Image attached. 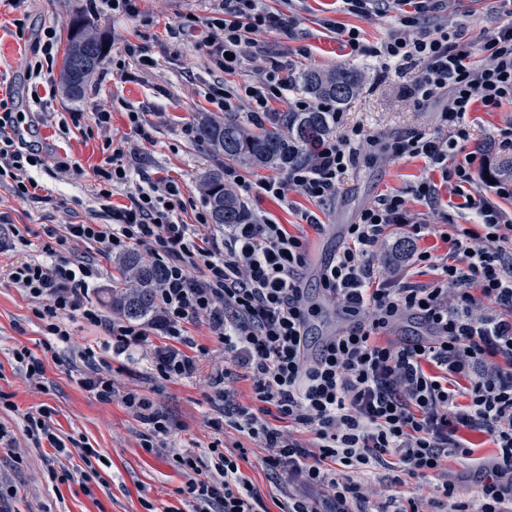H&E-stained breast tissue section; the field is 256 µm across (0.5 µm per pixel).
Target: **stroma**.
Returning a JSON list of instances; mask_svg holds the SVG:
<instances>
[{
  "label": "stroma",
  "mask_w": 512,
  "mask_h": 512,
  "mask_svg": "<svg viewBox=\"0 0 512 512\" xmlns=\"http://www.w3.org/2000/svg\"><path fill=\"white\" fill-rule=\"evenodd\" d=\"M264 4L270 11L293 19L291 36L254 32L253 44L241 65L227 74L197 59L195 45L200 32L182 26L188 15H209L210 0H143L142 9L154 18L147 26L134 19L95 13L91 0H29L23 13L0 0V97L10 96L14 111L25 113L27 140L50 156L69 157L79 166L75 173L61 172L53 163L36 170L39 198L35 201L20 200L9 187L0 185V427L23 445L17 456L0 449V486L17 491L0 506L5 512H146L148 502L156 512H191L190 503L178 493L184 477L172 465L170 454L191 453L208 460V446L218 437L227 447L245 448L248 460L241 465L243 473L260 489L268 512H281L276 501L281 487L288 483L287 476L277 477L265 470V451L257 442L230 428L216 435L208 424L209 419L223 414L222 405L212 402L213 391L208 386L215 370H225L230 400L249 403L252 391L239 368L225 357L207 323L188 327L189 336L209 349L200 357L195 372L164 381L153 374L143 353L113 358L109 337L82 319L69 320L70 343L53 340L34 316V302L10 279L14 266L43 259L47 229L89 221L111 223L113 209L128 204L130 193L157 177L168 176L179 183L185 203L180 215L184 223H194L196 213L208 212L202 178L220 159L200 146L196 134L186 133L185 125L197 123L203 115L219 116L217 105L207 97L211 86L239 90L257 84L262 77L258 57L284 56L290 64L285 76L292 82L309 68L328 71L356 66L365 70L367 81L362 92L344 107L333 135L338 138L358 128L372 138L373 145L358 156L336 200L321 205L294 190L287 202L270 199L259 184L271 177V170L247 164L239 167L250 186L244 203L255 221H274L310 240L303 275L309 299L319 307L310 321V334L313 343L321 342L337 320L318 286L321 265L343 246L345 227L356 221L361 210L380 195L407 191L428 176L424 160L393 155L390 144L408 130L444 133L440 113L446 98L441 95L422 101L409 97L406 88L413 80L409 73L378 79L380 62L367 51L398 31L399 5L370 0L367 14L354 15L347 12L343 0H264ZM79 15L103 37L108 51L85 94L73 100L65 95L61 76L71 24ZM429 20L452 24L464 42L478 45L501 24L502 16L497 0H444L430 13ZM337 24L360 31L364 53L353 54L343 47L333 30ZM49 26L57 31L58 47L44 83L37 85L27 76V62ZM127 40L147 45L155 60L149 74H141L133 61H122L120 53ZM102 106L112 115L107 133L92 119L93 112ZM133 110L145 116L144 133L130 127L128 114ZM74 115L79 118L78 126L70 134H62L59 122ZM468 118L473 143L486 148L489 168L497 170L503 160L512 158V151L496 146L500 131L512 125V103L490 112L475 105ZM108 138L122 143L125 151L135 152L137 163L130 181L114 186L111 197L101 199L95 194L93 169L103 158L102 146ZM310 214L319 219L322 231L308 225L306 217ZM406 234L403 227L393 230L391 244L373 258L375 268L384 275L417 283L432 281L433 274L427 268L394 258L392 243ZM71 254L97 266L99 275L90 283L85 300L102 305L105 290L117 275L115 258L83 242L73 244ZM22 346L44 363L42 387L30 384L13 359L14 350ZM88 349L110 360L119 391L139 392L169 419L170 451L150 453L141 448L145 427L120 399L103 403L81 386L88 371L83 353ZM44 405L52 408L53 424L62 440L87 443L105 456V464L98 467L105 487L94 496H86L79 483L60 484L49 478L50 469L74 468L80 463L79 457L47 446H26L22 416Z\"/></svg>",
  "instance_id": "35a3bbf8"
}]
</instances>
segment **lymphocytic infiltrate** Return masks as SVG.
Returning <instances> with one entry per match:
<instances>
[{"mask_svg":"<svg viewBox=\"0 0 512 512\" xmlns=\"http://www.w3.org/2000/svg\"><path fill=\"white\" fill-rule=\"evenodd\" d=\"M506 21L489 34L480 50L460 39L457 30L439 23L419 28L426 7L417 0L402 12V33L372 51L383 71L415 70L410 93L421 99L446 95L441 113L449 133L431 138L415 130L398 136L395 155L420 158L440 180L422 178L411 189L428 209L441 203L442 187L461 197L477 224H446L447 244L438 256L417 247L423 226L411 222L406 200L382 195L365 208L357 223L347 225V241L325 265L320 284L339 311L340 326L317 352L309 350L310 305L303 285L308 242L269 221L236 224L217 242L203 236L206 214H197L198 231L177 222L184 203L178 182L161 177L138 188L126 206L112 212L108 224H66L49 231L45 260L17 265L13 284L38 302L34 314L48 335L66 343L73 315L103 328L112 339L113 356L137 350L151 353L158 378L190 376L205 346L187 334L190 324L207 321L225 354L233 358L251 384L256 405L225 404L224 417L211 420L215 430L231 427L258 442L266 454L265 469L285 474L304 491L281 502V512H512L505 506L504 479H512V179L485 177V156L467 151L471 138L466 120L474 103L486 109L512 102V0H500ZM191 27L203 28L196 44L206 60L222 72L236 70L261 28L290 35L292 23L267 12L261 0H216L209 17L189 15ZM287 60L267 57L263 77L243 91L211 88L208 97L224 111L246 98L249 114L261 121L288 85ZM20 122L8 100L0 99V183L20 199L36 198L32 176L43 166L40 150L27 146ZM364 143L360 130L324 139L314 163L290 168L285 177L260 183L264 193L286 201L289 191L327 201L336 197ZM107 156L94 171L95 191L107 199L114 185L126 183L131 171L123 145L104 144ZM395 226H407L406 256L435 272L420 284L377 275L371 263ZM96 244L111 256L141 248L163 268L154 323L107 317L84 297L97 270L92 262L65 257L70 243ZM409 317L428 334L390 338L392 325ZM164 337L155 344L154 335ZM470 385H463V378ZM122 401L145 425L141 446L166 447L171 428L152 403L137 392ZM312 434L303 443L302 434ZM487 436L495 447L477 502L459 500L455 488L441 483L436 497L402 504L379 499L375 486L354 480L398 463L393 483L445 473L449 459H472L471 434ZM210 467L190 454L172 456L185 482L180 489L193 512H258L262 496L241 468L244 449L211 442ZM80 467L50 470L53 482L79 481L93 495L101 478L95 467L99 451L78 448ZM310 489L325 493L322 501L307 497Z\"/></svg>","mask_w":512,"mask_h":512,"instance_id":"lymphocytic-infiltrate-1","label":"lymphocytic infiltrate"}]
</instances>
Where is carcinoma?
I'll use <instances>...</instances> for the list:
<instances>
[{
  "label": "carcinoma",
  "mask_w": 512,
  "mask_h": 512,
  "mask_svg": "<svg viewBox=\"0 0 512 512\" xmlns=\"http://www.w3.org/2000/svg\"><path fill=\"white\" fill-rule=\"evenodd\" d=\"M104 39L78 16L71 25L69 49L62 79L66 94L80 98L89 79L101 68L106 53ZM360 69L343 67L333 71L308 70L301 76L304 94L314 105L304 112H281L269 127L257 130L235 121L202 117L197 124L201 145L217 156L261 167L286 171L313 159L316 146L331 133L333 112L340 110L361 89ZM202 186L210 205L211 223L218 226L243 224L244 204L234 189L224 185V168L210 170ZM123 279L107 289V303L123 316L141 320L156 309L163 269L151 257L133 252L119 261Z\"/></svg>",
  "instance_id": "obj_1"
}]
</instances>
